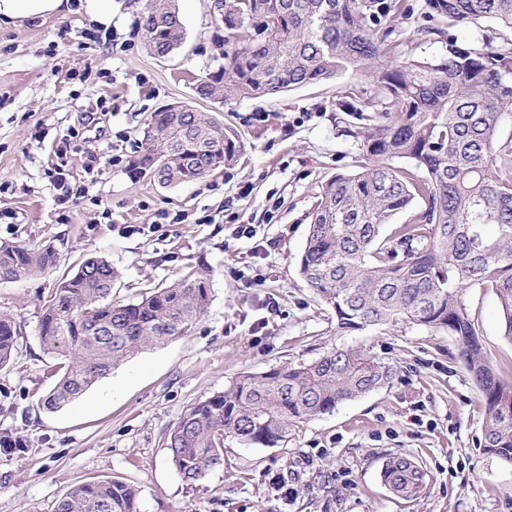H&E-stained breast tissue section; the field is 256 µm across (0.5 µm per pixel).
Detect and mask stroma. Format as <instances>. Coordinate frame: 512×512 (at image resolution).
I'll list each match as a JSON object with an SVG mask.
<instances>
[{"label":"stroma","mask_w":512,"mask_h":512,"mask_svg":"<svg viewBox=\"0 0 512 512\" xmlns=\"http://www.w3.org/2000/svg\"><path fill=\"white\" fill-rule=\"evenodd\" d=\"M95 0L0 22V241L54 246L56 263L0 280V310L18 329L0 367V512H55L74 486L119 480L142 512H512V465L482 445V393L452 336L399 324L348 336L307 286L300 258L321 185L350 173L360 142L336 109V82L274 97L199 98V78L224 63L229 30L214 0H178L185 41L150 54L143 0ZM181 102L233 127L245 149L200 182L161 186L134 176L150 113ZM101 163L86 175L89 155ZM72 189L59 204L52 180ZM171 224L149 232L159 214ZM252 227L238 235L240 225ZM98 256L121 277L115 297L137 301L188 271L209 270L206 313L182 337L144 349L80 398L42 404L62 359L39 338L44 304L63 275ZM486 361L512 377V340L488 288L468 295ZM335 346L391 364L388 385L296 424L273 447L224 443V465L187 484L166 441L182 413L244 372L312 362ZM424 470L417 498L396 496L380 472L390 455Z\"/></svg>","instance_id":"35a3bbf8"}]
</instances>
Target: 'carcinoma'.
Returning a JSON list of instances; mask_svg holds the SVG:
<instances>
[{
  "label": "carcinoma",
  "instance_id": "1",
  "mask_svg": "<svg viewBox=\"0 0 512 512\" xmlns=\"http://www.w3.org/2000/svg\"><path fill=\"white\" fill-rule=\"evenodd\" d=\"M416 29L445 40L427 58L401 51L408 0H224L233 31L224 66L200 80L198 97L224 101L275 95L348 74L336 107L362 125L363 162L321 185L300 260L308 286L345 335L408 323L444 330L460 347L485 403L484 450L512 464V380L487 363L468 314V289L491 288L512 341V35L462 46L450 33L488 19L512 30V0H427ZM147 49L168 56L184 41L176 0H145ZM244 144L206 112H153L132 171L162 186L200 180L233 162ZM412 209L401 224L394 218ZM495 231L490 233L487 226ZM50 246L0 243V280L54 265ZM118 272L102 257L62 278L44 305L43 346L64 357L42 400L53 411L80 397L142 349L185 335L208 308L210 274L192 271L135 302L112 297ZM14 317L0 312V367L15 351ZM389 364L333 347L309 364L244 373L198 401L167 438L172 462L190 484L224 466V442L274 446L291 427L388 384ZM389 487L412 497L425 473L406 456L385 464ZM55 512H141L139 492L117 480L89 481Z\"/></svg>",
  "mask_w": 512,
  "mask_h": 512
}]
</instances>
